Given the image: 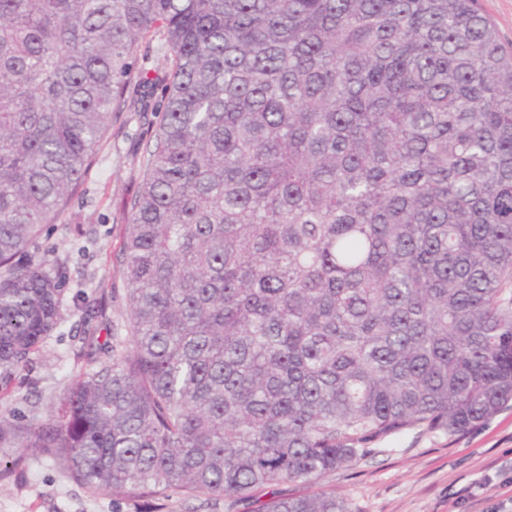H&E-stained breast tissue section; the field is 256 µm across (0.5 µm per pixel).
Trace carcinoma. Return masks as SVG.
<instances>
[{"label":"carcinoma","instance_id":"cac0c4a2","mask_svg":"<svg viewBox=\"0 0 512 512\" xmlns=\"http://www.w3.org/2000/svg\"><path fill=\"white\" fill-rule=\"evenodd\" d=\"M172 57L123 207L125 336L44 420L0 418L114 501L265 490L512 402V50L476 0H0V382L60 321L24 260ZM159 36L143 41L134 52L136 72L147 73L151 78L164 75L170 67L166 49L162 46Z\"/></svg>","mask_w":512,"mask_h":512}]
</instances>
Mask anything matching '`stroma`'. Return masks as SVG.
<instances>
[{"instance_id": "35a3bbf8", "label": "stroma", "mask_w": 512, "mask_h": 512, "mask_svg": "<svg viewBox=\"0 0 512 512\" xmlns=\"http://www.w3.org/2000/svg\"><path fill=\"white\" fill-rule=\"evenodd\" d=\"M159 120L151 112L119 113L71 203L78 223L47 225L30 247L32 260H53L64 272L61 320L31 366L0 383V414L47 418L58 396L87 371L79 341L86 310L104 305L99 327L123 329L122 205L140 185L141 161ZM9 454L0 448V512H142L140 500L116 504L64 480L39 449L12 470L5 467ZM316 487L346 499L353 512H498L512 500V405L465 433L415 428L377 441ZM262 501L258 495L229 510L220 500L175 496L162 512H259Z\"/></svg>"}]
</instances>
